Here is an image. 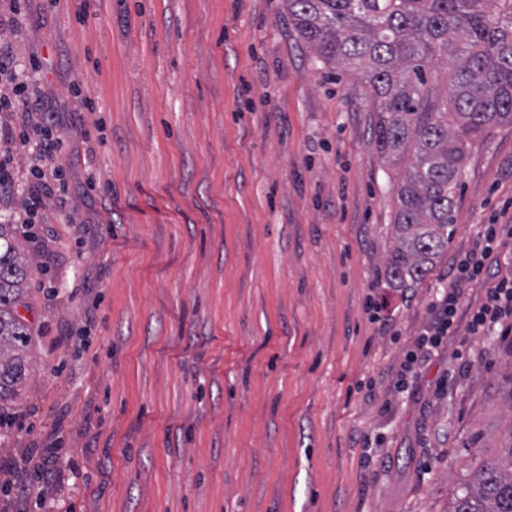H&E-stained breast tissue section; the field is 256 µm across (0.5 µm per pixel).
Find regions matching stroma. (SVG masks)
Here are the masks:
<instances>
[{"instance_id": "obj_1", "label": "stroma", "mask_w": 512, "mask_h": 512, "mask_svg": "<svg viewBox=\"0 0 512 512\" xmlns=\"http://www.w3.org/2000/svg\"><path fill=\"white\" fill-rule=\"evenodd\" d=\"M0 42L67 143L16 229L9 512H450L504 458L512 344L469 335L484 289L396 384L457 257L512 222V124L470 144L448 248L405 289L367 89L286 0H0Z\"/></svg>"}]
</instances>
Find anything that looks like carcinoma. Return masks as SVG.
<instances>
[{"mask_svg": "<svg viewBox=\"0 0 512 512\" xmlns=\"http://www.w3.org/2000/svg\"><path fill=\"white\" fill-rule=\"evenodd\" d=\"M317 60L353 72L377 112L374 145L405 163L388 272L409 288L448 249L450 207L471 142L512 123V0H286ZM451 62V95L432 96L428 67ZM0 224V401L26 378L27 326L16 313L32 266ZM451 512H512V452L483 466Z\"/></svg>", "mask_w": 512, "mask_h": 512, "instance_id": "carcinoma-1", "label": "carcinoma"}]
</instances>
